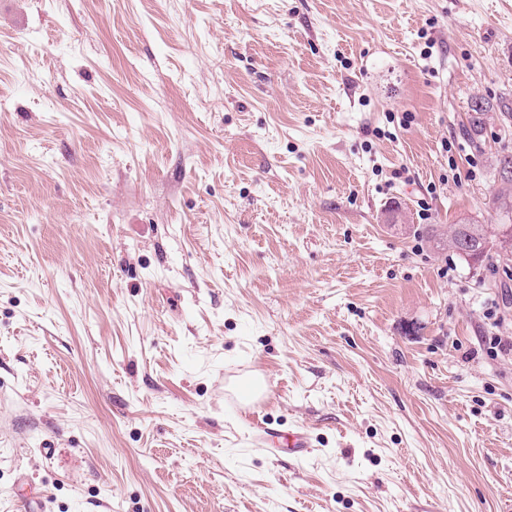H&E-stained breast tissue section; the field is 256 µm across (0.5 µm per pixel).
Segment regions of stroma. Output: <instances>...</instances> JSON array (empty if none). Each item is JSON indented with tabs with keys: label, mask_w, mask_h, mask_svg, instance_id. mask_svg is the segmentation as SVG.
Instances as JSON below:
<instances>
[{
	"label": "stroma",
	"mask_w": 512,
	"mask_h": 512,
	"mask_svg": "<svg viewBox=\"0 0 512 512\" xmlns=\"http://www.w3.org/2000/svg\"><path fill=\"white\" fill-rule=\"evenodd\" d=\"M506 156L512 0H0V512H507ZM501 166V187L498 189L494 196V204L497 205L499 213L503 214L510 221L509 224H497L492 227L483 224H453L446 234V244L454 249L460 256L467 259L468 256L477 262H483L488 256L487 248L490 244V239L495 238L501 250L506 253L512 249V177L511 170L508 176L502 174L506 167H512V158L507 156L499 160ZM450 235V244L448 236ZM464 234L470 236V251H461L460 238ZM472 252V253H471ZM465 255V256H464Z\"/></svg>",
	"instance_id": "35a3bbf8"
}]
</instances>
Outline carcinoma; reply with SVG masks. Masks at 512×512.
<instances>
[{
	"instance_id": "cac0c4a2",
	"label": "carcinoma",
	"mask_w": 512,
	"mask_h": 512,
	"mask_svg": "<svg viewBox=\"0 0 512 512\" xmlns=\"http://www.w3.org/2000/svg\"><path fill=\"white\" fill-rule=\"evenodd\" d=\"M499 213L510 220L508 224L485 226L483 224H454L449 228L450 248L477 262L488 256L490 239H495L500 249L512 251V177L501 176V187L494 196Z\"/></svg>"
}]
</instances>
